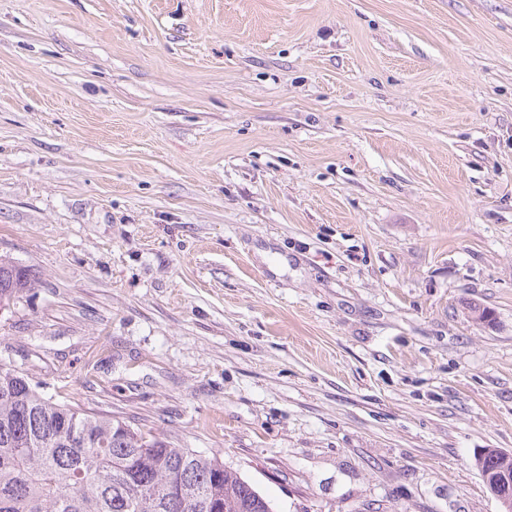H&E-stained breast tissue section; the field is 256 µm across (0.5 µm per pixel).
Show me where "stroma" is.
Listing matches in <instances>:
<instances>
[{
    "label": "stroma",
    "mask_w": 512,
    "mask_h": 512,
    "mask_svg": "<svg viewBox=\"0 0 512 512\" xmlns=\"http://www.w3.org/2000/svg\"><path fill=\"white\" fill-rule=\"evenodd\" d=\"M0 255V363L277 512H501L512 0H0ZM26 267L0 256V312L11 310L32 286Z\"/></svg>",
    "instance_id": "obj_1"
}]
</instances>
